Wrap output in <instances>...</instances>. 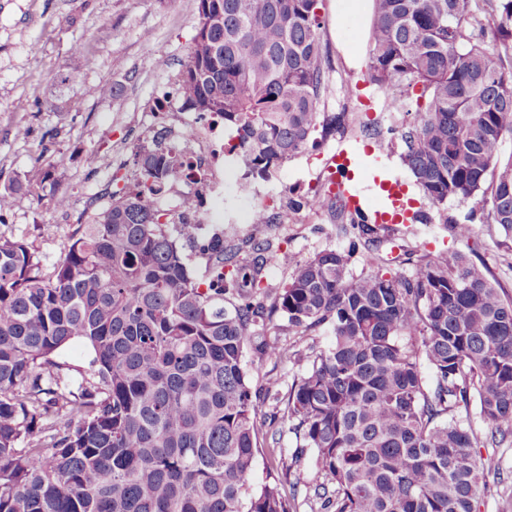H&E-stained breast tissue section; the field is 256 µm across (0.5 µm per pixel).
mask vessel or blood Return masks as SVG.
<instances>
[{"label":"vessel or blood","mask_w":512,"mask_h":512,"mask_svg":"<svg viewBox=\"0 0 512 512\" xmlns=\"http://www.w3.org/2000/svg\"><path fill=\"white\" fill-rule=\"evenodd\" d=\"M379 157L362 141L340 144L330 156L329 190L340 195L348 211L362 215L367 223L387 226L415 223L417 214L405 183L398 177L374 173L372 188L359 185V171Z\"/></svg>","instance_id":"vessel-or-blood-1"}]
</instances>
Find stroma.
Here are the masks:
<instances>
[{"mask_svg": "<svg viewBox=\"0 0 512 512\" xmlns=\"http://www.w3.org/2000/svg\"><path fill=\"white\" fill-rule=\"evenodd\" d=\"M319 12L325 20L321 41L326 75L320 109L347 113L348 127L269 176L252 178L246 199L234 190L244 166L225 160L224 192L210 203L224 221L198 230L188 250L195 275H208L202 247L211 237L220 235L239 245L248 242L251 213L260 204L275 219L269 228L274 249L296 259L345 249L354 242L358 248L350 266L353 274L377 264L407 276L413 265L406 252L419 256L455 249L483 261L501 298L512 300V231L484 223L483 206L476 199L425 204L427 223L411 225L406 236H392L375 250L362 245L357 225H340L324 209L306 206L290 223H278L289 200L309 199L327 189L326 167L333 149L342 140L359 137L360 123L378 118L384 110L382 93L359 87L367 74V31L351 18L344 34H337L332 0H322ZM198 21L197 0H0V191L16 188L0 221V240H25L40 256L44 274L52 273L77 226L111 203L113 194L132 180L137 146L163 128L170 132V144H178L182 124L194 118V111L185 109L172 91L185 68ZM348 52L356 53L357 67L346 66ZM95 85L110 86L112 96H88V88ZM73 101L81 102V111H69ZM91 155L96 158L92 166L87 163ZM38 165L53 170L55 185L21 190ZM60 193L70 202L64 211L55 205ZM455 224L471 225L472 237L454 236ZM256 332L287 347L290 356L250 366L251 383L277 378L283 395L308 368L312 351L331 342L328 326L296 335L279 314ZM292 425L288 418L259 423L253 484L264 483L280 457L292 456L297 445ZM481 455L486 470L479 512H512V445L488 446Z\"/></svg>", "mask_w": 512, "mask_h": 512, "instance_id": "stroma-1", "label": "stroma"}]
</instances>
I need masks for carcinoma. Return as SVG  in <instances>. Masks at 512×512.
I'll use <instances>...</instances> for the list:
<instances>
[{
  "label": "carcinoma",
  "instance_id": "1",
  "mask_svg": "<svg viewBox=\"0 0 512 512\" xmlns=\"http://www.w3.org/2000/svg\"><path fill=\"white\" fill-rule=\"evenodd\" d=\"M495 0H373L367 78L388 95L421 86L425 107L387 99L408 171L432 203L490 205L512 228V29L474 33ZM320 0H198L178 84L185 107L236 128L225 153L264 177L344 127L319 111L325 90ZM220 23L208 25L215 16ZM159 130L137 151L138 177L81 224L51 275L23 240L0 241V512H296L288 473L311 460L322 512H478V445L512 442V301L488 268L455 250L422 255L411 275L350 270L356 244L298 261L270 305L263 279L267 211L256 206L252 260L211 238L210 276H193L155 199L177 179ZM27 187L54 183L37 167ZM233 291L239 302L224 305ZM303 334L329 324L283 413L298 441L260 488L251 476L258 420L246 350L287 352L251 333L273 314ZM91 348L88 372L65 359ZM477 405L483 438L458 417ZM65 414L64 425L56 416Z\"/></svg>",
  "mask_w": 512,
  "mask_h": 512
}]
</instances>
